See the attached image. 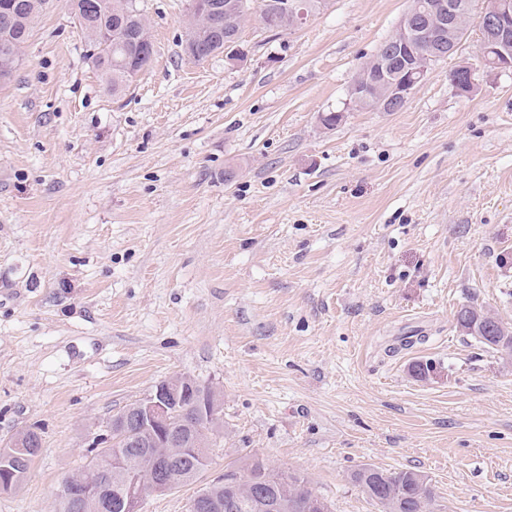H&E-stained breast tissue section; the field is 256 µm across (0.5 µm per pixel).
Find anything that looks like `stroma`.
I'll use <instances>...</instances> for the list:
<instances>
[{"label": "stroma", "instance_id": "35a3bbf8", "mask_svg": "<svg viewBox=\"0 0 512 512\" xmlns=\"http://www.w3.org/2000/svg\"><path fill=\"white\" fill-rule=\"evenodd\" d=\"M410 5L246 22L233 66L184 53L188 0H137L153 62L115 96L47 0L0 83V446L42 435L0 512H53L93 434L175 375L222 427L201 478L143 512H186L250 456L332 512H378L362 465L420 471L437 512H512V365L454 329L471 302L512 324V74L473 26L401 111L346 109ZM450 83L457 95L470 96L478 87L476 70L466 62H459L449 74Z\"/></svg>", "mask_w": 512, "mask_h": 512}]
</instances>
